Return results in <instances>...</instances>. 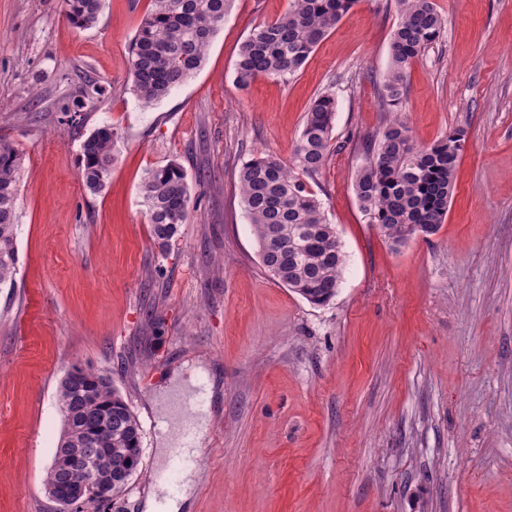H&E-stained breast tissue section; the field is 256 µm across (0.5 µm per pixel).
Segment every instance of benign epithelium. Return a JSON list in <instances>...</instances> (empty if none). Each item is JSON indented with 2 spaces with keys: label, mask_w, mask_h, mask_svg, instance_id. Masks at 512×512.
Masks as SVG:
<instances>
[{
  "label": "benign epithelium",
  "mask_w": 512,
  "mask_h": 512,
  "mask_svg": "<svg viewBox=\"0 0 512 512\" xmlns=\"http://www.w3.org/2000/svg\"><path fill=\"white\" fill-rule=\"evenodd\" d=\"M91 458L90 448L57 449L54 478L45 487L47 496L57 506V512H86L90 505L96 512H105L112 503L115 489L127 483L128 470L107 483L98 479L87 484L72 483L70 472L86 467Z\"/></svg>",
  "instance_id": "1"
}]
</instances>
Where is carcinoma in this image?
<instances>
[{
    "instance_id": "cac0c4a2",
    "label": "carcinoma",
    "mask_w": 512,
    "mask_h": 512,
    "mask_svg": "<svg viewBox=\"0 0 512 512\" xmlns=\"http://www.w3.org/2000/svg\"><path fill=\"white\" fill-rule=\"evenodd\" d=\"M103 0H66L69 21L93 27ZM356 0H290L288 11L256 27L241 44L236 82L248 87L260 76L289 80L336 27ZM232 0H152L129 59L133 92L145 105L165 98L200 67L224 23ZM390 67L381 82V105L400 112L406 75L414 61L444 35L446 24L433 0H396ZM336 95L323 92L309 108L291 161L256 155L238 173L243 210L253 226L265 272L315 305L332 300L340 287L344 255L336 225L303 180L326 166L332 151ZM118 133L101 128L80 146L83 177L92 193L109 180ZM465 132L454 130L418 147L402 117L391 120L375 139L367 162L354 178V192L368 223L378 226L395 247L414 237L413 226L437 231L448 213ZM23 168L16 149L0 142V287L14 284L17 264V196ZM152 238L163 248L185 223L191 189L183 167L172 160L148 170L141 183ZM59 405L71 413L59 444L75 447L86 434V413L97 414L93 433L101 454L126 467L141 438V424L109 376L74 368L61 380Z\"/></svg>"
}]
</instances>
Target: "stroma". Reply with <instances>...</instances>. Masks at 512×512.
I'll use <instances>...</instances> for the list:
<instances>
[{
  "label": "stroma",
  "mask_w": 512,
  "mask_h": 512,
  "mask_svg": "<svg viewBox=\"0 0 512 512\" xmlns=\"http://www.w3.org/2000/svg\"><path fill=\"white\" fill-rule=\"evenodd\" d=\"M434 2L446 31L409 69L402 115L416 143L461 129L466 144L439 230L396 248L353 189L391 119L396 0H357L292 80L245 89L240 46L289 0H234L201 67L149 107L128 59L151 0H104L89 29L65 0H0V140L24 157L16 286L0 288V512H54L57 392L76 365L108 374L142 427L118 512L190 478L182 512H512V0ZM327 90L335 149L309 185L345 266L315 306L264 271L238 172L290 160ZM103 126L118 141L93 194L80 144ZM171 160L192 204L161 248L140 187ZM192 422L201 463L179 470Z\"/></svg>",
  "instance_id": "1"
}]
</instances>
